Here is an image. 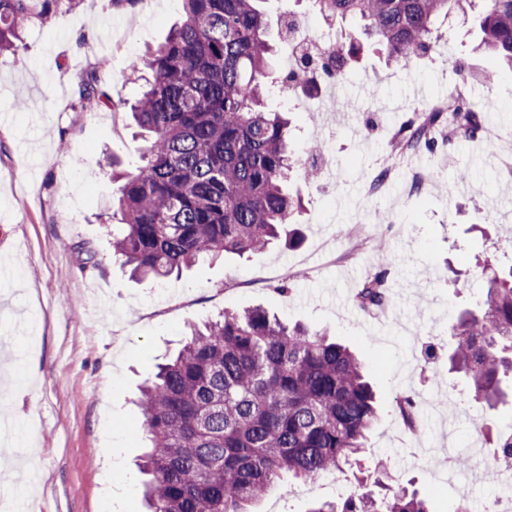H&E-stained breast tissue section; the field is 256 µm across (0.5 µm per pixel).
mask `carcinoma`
<instances>
[{
    "instance_id": "obj_1",
    "label": "carcinoma",
    "mask_w": 512,
    "mask_h": 512,
    "mask_svg": "<svg viewBox=\"0 0 512 512\" xmlns=\"http://www.w3.org/2000/svg\"><path fill=\"white\" fill-rule=\"evenodd\" d=\"M261 2L184 0L182 21L165 41L130 60L132 71L151 74L130 105L149 145L132 170L112 161L121 215L112 256L136 277H166L206 256L257 253L282 234L290 247L302 242L287 229L302 208L288 192V119L267 110L265 99L273 88L288 98L307 70L271 79ZM312 2L327 21H364V34L404 65L436 51L439 18L469 15L481 47L512 74V0ZM77 5L0 0V55L18 50L26 29ZM361 50L350 36L313 69L341 81ZM103 80L98 67L81 76L82 111L103 103ZM447 124L471 137L481 117L471 99L451 94L445 111L416 116L392 146L433 152L431 132ZM385 282L384 270L368 279L358 305L383 306ZM449 334L452 367L475 402L495 409L502 377L512 373V270L488 280L482 306L459 313ZM139 407L151 442L140 467L147 512H246L284 474L314 482L358 464L378 416L375 391L349 347L261 307L190 325L187 342L144 382ZM374 486L382 492L361 484L343 502H317L309 512H431L415 492L394 491L379 477Z\"/></svg>"
}]
</instances>
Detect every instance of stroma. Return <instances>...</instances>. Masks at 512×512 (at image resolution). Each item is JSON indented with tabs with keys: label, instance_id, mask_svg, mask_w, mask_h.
<instances>
[{
	"label": "stroma",
	"instance_id": "stroma-1",
	"mask_svg": "<svg viewBox=\"0 0 512 512\" xmlns=\"http://www.w3.org/2000/svg\"><path fill=\"white\" fill-rule=\"evenodd\" d=\"M264 9L271 26L292 12L332 38L360 27L329 25L307 0H266ZM182 16V0H145L133 13L83 0L54 24L30 29L24 46L0 59V269L8 271L0 277V393L9 397L12 445L21 451L17 465L0 468V494L24 512H143L140 384L179 348L188 322L259 305L355 350L380 417L362 469L312 483L284 478L248 512H308L316 501H343L381 464L393 489L425 497L431 512H448L462 497L479 510L502 493L480 463L493 453L481 430L512 425V383L503 382L495 410L482 412L462 374L448 368V324L482 304L487 272L512 270V168L497 153L471 151L488 132H512V75L494 56L473 53L474 29L455 21L430 58L389 66L368 52L331 86L335 111L308 112L269 95V109L291 113L295 157L319 144L327 159L318 182L298 169L288 181L304 201L295 218L302 244L203 259L181 275L139 283L112 257L109 162L133 167L144 148L127 108L142 87L130 59L162 42ZM457 61L495 75L468 86L482 134L389 164L388 142L414 110L454 92ZM98 63L111 103L75 110L79 77ZM387 166L389 195L371 198L368 186ZM461 167L472 173L465 192L453 188ZM418 171L434 178L414 201L403 188ZM361 224L369 238L354 251L342 232ZM377 241L384 250H374ZM382 265L386 305L359 308V288ZM406 393L438 402L413 431L397 407ZM448 433L470 459L457 481L436 480L411 457L444 447Z\"/></svg>",
	"mask_w": 512,
	"mask_h": 512
}]
</instances>
